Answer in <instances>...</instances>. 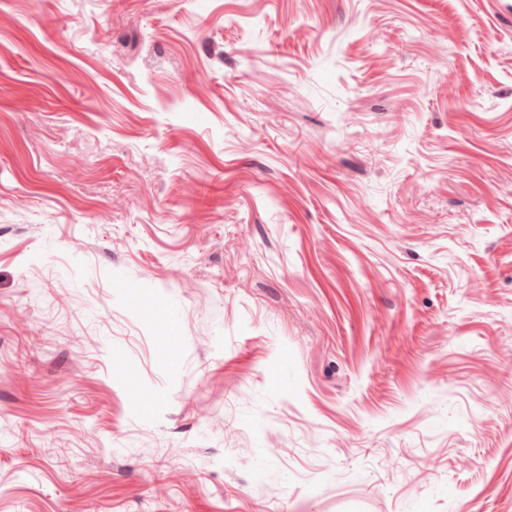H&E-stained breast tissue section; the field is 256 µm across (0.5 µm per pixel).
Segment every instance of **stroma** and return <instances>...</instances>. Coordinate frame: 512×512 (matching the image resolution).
<instances>
[{
    "instance_id": "stroma-1",
    "label": "stroma",
    "mask_w": 512,
    "mask_h": 512,
    "mask_svg": "<svg viewBox=\"0 0 512 512\" xmlns=\"http://www.w3.org/2000/svg\"><path fill=\"white\" fill-rule=\"evenodd\" d=\"M0 512H512V0H0Z\"/></svg>"
}]
</instances>
